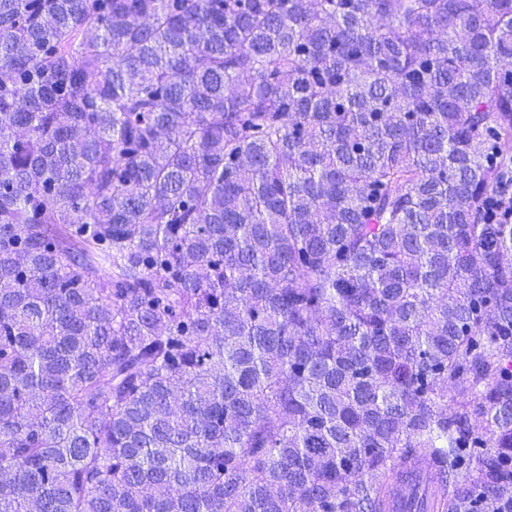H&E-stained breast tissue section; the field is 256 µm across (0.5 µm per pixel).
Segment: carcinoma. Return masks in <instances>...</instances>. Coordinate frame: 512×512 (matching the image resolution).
Masks as SVG:
<instances>
[{
	"label": "carcinoma",
	"instance_id": "1",
	"mask_svg": "<svg viewBox=\"0 0 512 512\" xmlns=\"http://www.w3.org/2000/svg\"><path fill=\"white\" fill-rule=\"evenodd\" d=\"M0 135V512H512V0H0Z\"/></svg>",
	"mask_w": 512,
	"mask_h": 512
}]
</instances>
